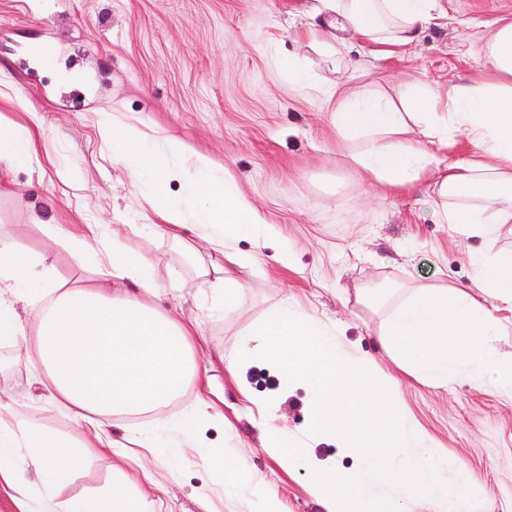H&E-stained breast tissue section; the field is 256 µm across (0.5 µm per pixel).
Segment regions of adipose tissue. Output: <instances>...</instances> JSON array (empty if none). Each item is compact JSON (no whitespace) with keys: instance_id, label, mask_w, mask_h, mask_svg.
<instances>
[{"instance_id":"ef3b65f1","label":"adipose tissue","mask_w":512,"mask_h":512,"mask_svg":"<svg viewBox=\"0 0 512 512\" xmlns=\"http://www.w3.org/2000/svg\"><path fill=\"white\" fill-rule=\"evenodd\" d=\"M336 23L380 44L408 46L433 21L444 17V0H333ZM495 81L468 80L445 94L417 91L401 101L383 94L342 96L332 114L340 138L350 146L349 159L374 179L410 188L428 173H437L435 206L441 223L457 234L478 237L483 251L470 254L473 283L481 292L512 305V250L497 248L502 225L512 223V20L495 22L485 45ZM423 138L408 139L411 127ZM112 138V155L129 176L146 185L159 223L151 233L171 235L192 226L222 261L214 265L210 290L221 313L232 312L248 285L235 271L256 263L237 243L265 246L272 235L256 209L239 192L231 176H217L207 157L187 155L173 140L163 147L147 144L136 125L103 122ZM465 136L474 148L465 162H442L438 152ZM37 160L32 135L23 126L0 127V161L28 167ZM181 182L182 195L168 190ZM46 234L66 243L76 261L95 274L98 285L77 288L63 282L50 251L29 252L0 235V337L12 340L16 362L35 369L50 396L73 415L79 430L63 439L27 423L0 427V479L17 485L27 470L47 486L69 481L91 455L112 450L108 424L115 416L141 415L178 397L196 375V355L205 338L193 323L157 308L153 297L176 269H159L108 224H48ZM38 270L37 281L27 277ZM36 308L35 344H27L16 306ZM216 404L197 396L177 416L173 428L183 442L168 441L153 431H135L130 442L180 462L184 442L222 419ZM130 492L126 482L112 487L107 501L81 498L62 512H156L148 488Z\"/></svg>"}]
</instances>
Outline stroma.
<instances>
[{"instance_id":"stroma-1","label":"stroma","mask_w":512,"mask_h":512,"mask_svg":"<svg viewBox=\"0 0 512 512\" xmlns=\"http://www.w3.org/2000/svg\"><path fill=\"white\" fill-rule=\"evenodd\" d=\"M0 0V123L28 127L39 162L0 163V233L21 247L53 248L60 277L89 286L94 277L63 246H50L42 225L109 224L160 266L180 270L183 312L198 317L211 350L232 351L241 331L291 299L336 323L346 343L374 358L399 383L404 406L449 460L464 464L489 512H512V398L489 381L458 378L434 389L404 373L376 335L379 314L358 306L354 291L387 277L415 285L470 286L469 255L482 247L439 223L433 175L398 190L356 169L331 121L333 91L391 96L425 85L492 74L484 58L494 23L512 19V0H445L446 14L408 47L381 50L333 28L325 0ZM326 32V45L309 43V28ZM304 58L318 87L298 93L288 61ZM133 123L150 143L173 138L188 154H202L226 171L259 211L273 235L246 271L249 288L226 317H209L212 300L198 276L200 255L181 242L142 233L157 223L147 191L135 190L99 132L102 118ZM292 248L291 266L277 257L279 241ZM199 376L171 403L138 416L113 417L114 441L133 428L168 431L197 392L221 399L224 420L203 434L205 456L188 449L179 466L132 447L127 458L105 452L72 482L49 489L37 475L19 488L0 480V512H40L45 497L62 504L106 498L123 476L137 483L150 470L157 512H254L252 498H226L207 460L236 454L247 475L262 478L285 512H319L304 474H288L262 446V432L221 366L199 356ZM243 380L252 395L274 403L275 423L299 434L309 395L285 385L264 364ZM0 386L13 404L0 407V426L34 419L75 434L72 416L50 403L31 409L24 366L9 341H0Z\"/></svg>"}]
</instances>
